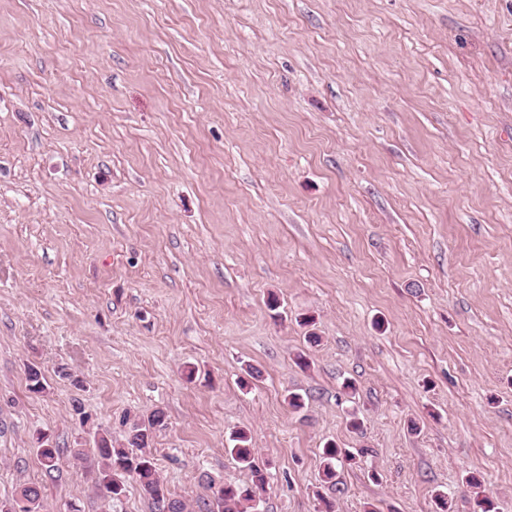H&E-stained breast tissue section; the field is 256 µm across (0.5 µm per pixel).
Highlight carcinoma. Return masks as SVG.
<instances>
[{"instance_id": "obj_1", "label": "carcinoma", "mask_w": 512, "mask_h": 512, "mask_svg": "<svg viewBox=\"0 0 512 512\" xmlns=\"http://www.w3.org/2000/svg\"><path fill=\"white\" fill-rule=\"evenodd\" d=\"M26 381L29 391L33 393L39 394L46 389L44 372L36 364L27 365ZM120 425L124 427V440L115 441L109 432L98 430L94 435V455L90 457L84 449L77 448L73 450L74 457L93 470L111 503L121 501L126 490V479L132 478L148 497L151 512H186V505L173 497L159 478L151 449L154 434L167 427L164 411L155 409L136 421L125 415L120 419ZM230 441V454L242 468L250 472L251 482L246 485L225 483L215 488L211 496L197 503L199 512H259L261 493L265 491V473L256 462L255 449L250 447L245 430L232 432ZM36 452L45 474H52L57 469L62 448L55 443L48 448L38 445ZM321 459L320 480L334 495L338 491L336 467L342 463H352L355 456L339 448L335 442L328 441L321 450ZM16 498L28 503L26 512H42L39 486L33 483L22 486Z\"/></svg>"}]
</instances>
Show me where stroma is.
<instances>
[{
  "mask_svg": "<svg viewBox=\"0 0 512 512\" xmlns=\"http://www.w3.org/2000/svg\"><path fill=\"white\" fill-rule=\"evenodd\" d=\"M155 409L192 508L244 429L264 512L330 440L336 512H512V0H0V499L104 512L70 450ZM13 498H18L13 504L6 501L0 502V512L22 511L21 508L26 507V504L21 500H25L29 505L28 509L23 512H41L43 509L41 490L36 484L22 486Z\"/></svg>",
  "mask_w": 512,
  "mask_h": 512,
  "instance_id": "obj_1",
  "label": "stroma"
}]
</instances>
